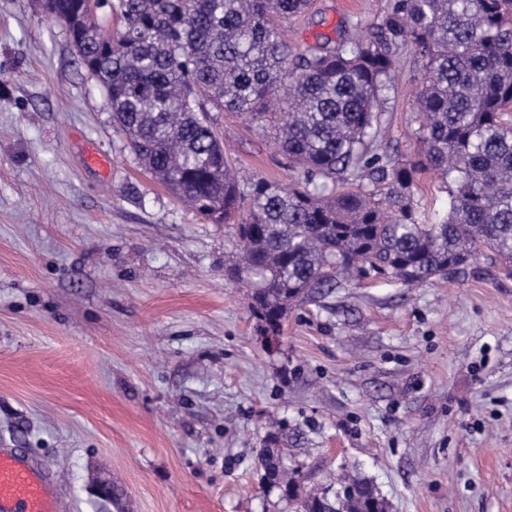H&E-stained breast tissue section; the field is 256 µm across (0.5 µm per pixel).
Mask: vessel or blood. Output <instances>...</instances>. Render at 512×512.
<instances>
[{"mask_svg": "<svg viewBox=\"0 0 512 512\" xmlns=\"http://www.w3.org/2000/svg\"><path fill=\"white\" fill-rule=\"evenodd\" d=\"M0 512H59L55 485L33 462L0 450Z\"/></svg>", "mask_w": 512, "mask_h": 512, "instance_id": "vessel-or-blood-1", "label": "vessel or blood"}]
</instances>
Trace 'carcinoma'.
<instances>
[{"label":"carcinoma","instance_id":"obj_1","mask_svg":"<svg viewBox=\"0 0 512 512\" xmlns=\"http://www.w3.org/2000/svg\"><path fill=\"white\" fill-rule=\"evenodd\" d=\"M313 0H45L80 49L130 155L210 224L234 229L229 279L273 336L288 311L368 277L413 287L486 256L512 274V0H393L368 34L298 52L284 24ZM121 28L112 31V15ZM418 148H382L381 103L404 55ZM273 131L286 187L241 178L208 110ZM446 184L449 211L413 202L418 175ZM288 449L259 450L269 488L299 497ZM360 512H384L349 481Z\"/></svg>","mask_w":512,"mask_h":512}]
</instances>
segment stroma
<instances>
[{"label": "stroma", "mask_w": 512, "mask_h": 512, "mask_svg": "<svg viewBox=\"0 0 512 512\" xmlns=\"http://www.w3.org/2000/svg\"><path fill=\"white\" fill-rule=\"evenodd\" d=\"M389 2L314 0L286 36L313 46ZM417 73L400 64L385 106L392 155L416 146ZM210 119L238 168L290 183L257 123ZM233 252L134 163L65 30L0 0V448L49 473L60 512H298L260 485L274 431L302 494L362 479L386 512H512V277L481 256L367 279L294 307L270 345Z\"/></svg>", "instance_id": "stroma-1"}]
</instances>
